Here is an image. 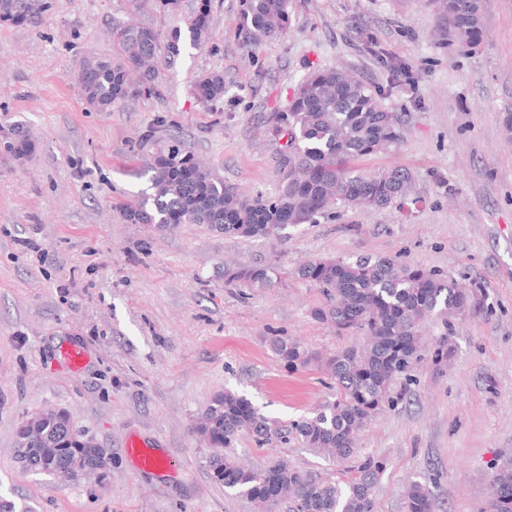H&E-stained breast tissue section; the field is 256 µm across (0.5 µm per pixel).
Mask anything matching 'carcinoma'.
I'll return each mask as SVG.
<instances>
[{
    "label": "carcinoma",
    "mask_w": 512,
    "mask_h": 512,
    "mask_svg": "<svg viewBox=\"0 0 512 512\" xmlns=\"http://www.w3.org/2000/svg\"><path fill=\"white\" fill-rule=\"evenodd\" d=\"M448 16L450 41L464 51L482 36V0H440ZM53 8V0H0V24L37 26ZM208 5L187 22L190 44L209 41ZM290 0H242L239 27L247 41L260 45L284 35ZM112 38L119 47L113 58L89 57L79 76L86 103L98 112L130 97L152 92L158 73V33L149 26L113 21ZM203 105L224 95V78L209 74L193 88ZM272 134L286 139L280 155L282 178L271 197H247L204 167L189 147L171 141L151 165L152 193L126 207L125 219L166 231L176 224H206L226 236L268 238L288 227L337 217L347 208L364 211L416 203L410 198L411 172L395 166L371 173L351 164L356 158L385 150L400 138V120L386 111L376 94L341 67L315 70L296 87L288 111L270 117ZM17 160L32 143L12 128L0 138ZM269 265H224V280L234 286H263ZM294 274L320 289L325 303L318 317L336 331L358 329L366 340L336 353L323 370L333 382L335 397L312 415L293 424L306 447L339 464L350 460L359 432L391 402L392 384L422 362L424 323L446 320L465 311L470 292L394 258L318 259L300 265ZM273 349L290 368L308 362L305 350L283 338ZM67 416L46 420L43 436L25 440L17 428V447L27 449L29 468L63 478L95 462L96 443L73 445ZM194 432L213 448L212 479L261 506L263 512H375L373 487L384 468L368 457L341 469L335 481L317 479L283 459L262 469L238 461L229 448L243 434L260 447L282 442L288 433L258 413L252 401L230 391L217 394ZM407 512H436V501L419 481L405 488ZM489 512H512V465L493 479Z\"/></svg>",
    "instance_id": "carcinoma-1"
}]
</instances>
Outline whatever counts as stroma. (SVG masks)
Returning a JSON list of instances; mask_svg holds the SVG:
<instances>
[{"mask_svg":"<svg viewBox=\"0 0 512 512\" xmlns=\"http://www.w3.org/2000/svg\"><path fill=\"white\" fill-rule=\"evenodd\" d=\"M199 0L160 14L143 0L137 21L160 39L185 29ZM211 39L161 55L151 95L109 112L84 101L85 57L117 56L112 22L128 0H54L35 27L0 25V124L34 142L24 161L0 152V500L34 512H257L215 483L211 448L192 432L215 394L246 395L280 428L332 396L321 358L359 345L320 320L318 288L293 276L307 260L399 258L471 290L468 309L428 328L424 361L392 386L393 405L361 432L357 453L385 463L376 512H406L408 481L427 485L438 512H487L492 475L512 463V0H483L481 40L448 43L434 0H292L281 38L254 47L238 28L241 0H210ZM408 65L394 76L391 66ZM343 66L401 118V139L358 159L377 172L412 174V211L395 207L287 230L285 238L227 237L204 224L158 235L127 223L122 206L150 186V166L170 140L190 144L245 195L277 190L283 142L268 116L286 111L299 81ZM224 75V97L197 102L194 83ZM274 265L252 288L224 282L225 262ZM312 360L291 370L274 337ZM77 346L83 367L62 357ZM66 409L72 426L111 449L105 483L66 482L23 469L18 425ZM167 455L170 474L140 471L128 438ZM235 454L245 464L288 463L320 478L339 467L296 437Z\"/></svg>","mask_w":512,"mask_h":512,"instance_id":"35a3bbf8","label":"stroma"}]
</instances>
